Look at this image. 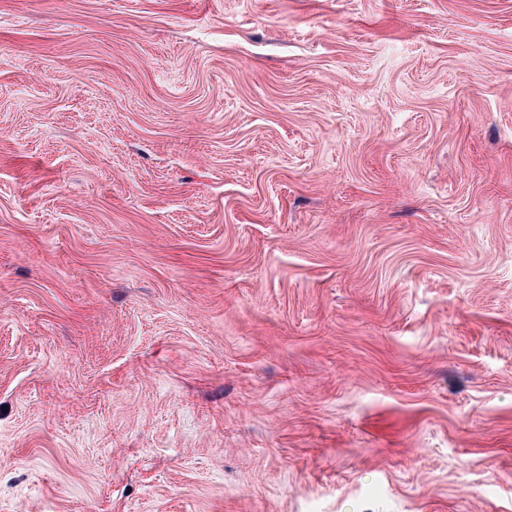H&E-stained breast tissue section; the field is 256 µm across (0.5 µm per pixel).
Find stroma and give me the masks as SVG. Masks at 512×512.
Segmentation results:
<instances>
[{
  "label": "stroma",
  "mask_w": 512,
  "mask_h": 512,
  "mask_svg": "<svg viewBox=\"0 0 512 512\" xmlns=\"http://www.w3.org/2000/svg\"><path fill=\"white\" fill-rule=\"evenodd\" d=\"M0 512H512V0H0Z\"/></svg>",
  "instance_id": "35a3bbf8"
}]
</instances>
